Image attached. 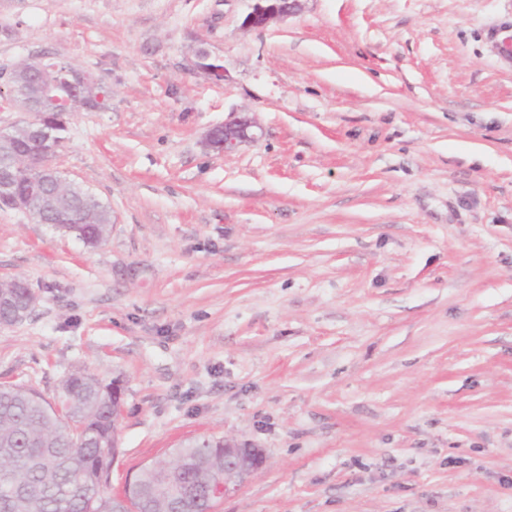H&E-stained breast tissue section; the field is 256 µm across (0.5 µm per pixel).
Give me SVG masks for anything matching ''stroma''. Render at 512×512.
I'll return each instance as SVG.
<instances>
[{"label":"stroma","mask_w":512,"mask_h":512,"mask_svg":"<svg viewBox=\"0 0 512 512\" xmlns=\"http://www.w3.org/2000/svg\"><path fill=\"white\" fill-rule=\"evenodd\" d=\"M251 8H0V64L52 52L112 91L53 160L107 240L0 209V278L39 296L0 384L121 378L112 494L228 436L267 461L217 512H512V0ZM244 115L258 141L205 146ZM251 11L243 26L248 29H264L273 22L281 21L297 13L303 0H251Z\"/></svg>","instance_id":"35a3bbf8"}]
</instances>
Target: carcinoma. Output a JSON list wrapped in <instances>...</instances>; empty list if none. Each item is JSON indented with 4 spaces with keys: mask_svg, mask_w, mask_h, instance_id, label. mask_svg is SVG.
I'll use <instances>...</instances> for the list:
<instances>
[{
    "mask_svg": "<svg viewBox=\"0 0 512 512\" xmlns=\"http://www.w3.org/2000/svg\"><path fill=\"white\" fill-rule=\"evenodd\" d=\"M68 201L70 228L91 247L106 240L112 209L67 181L50 182ZM118 402L112 385L82 368L62 381L58 405L23 385H0V512H113L107 492L121 454ZM224 470V440L204 438L182 447L175 465L143 466L130 494H150L149 512H168L177 491L173 472L206 485Z\"/></svg>",
    "mask_w": 512,
    "mask_h": 512,
    "instance_id": "cac0c4a2",
    "label": "carcinoma"
}]
</instances>
